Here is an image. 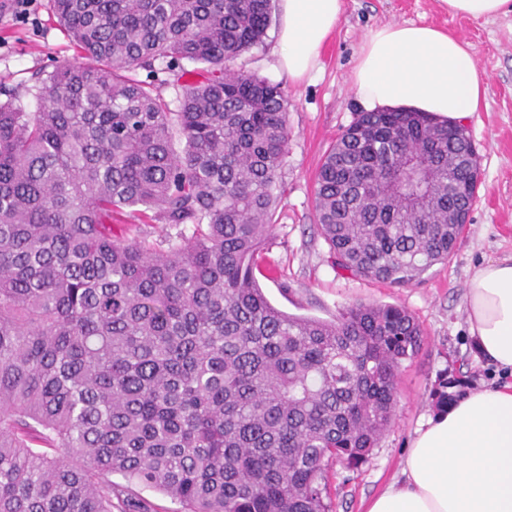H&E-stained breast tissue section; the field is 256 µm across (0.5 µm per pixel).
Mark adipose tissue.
Returning <instances> with one entry per match:
<instances>
[{"instance_id":"1","label":"adipose tissue","mask_w":512,"mask_h":512,"mask_svg":"<svg viewBox=\"0 0 512 512\" xmlns=\"http://www.w3.org/2000/svg\"><path fill=\"white\" fill-rule=\"evenodd\" d=\"M280 67L295 80L314 67L344 0H280ZM353 87L367 111L409 110L468 123L486 95L473 47L431 26L387 23L365 35ZM482 355L512 372V260L479 267L466 292ZM367 512H512V383L468 393L417 429L401 480Z\"/></svg>"}]
</instances>
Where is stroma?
I'll list each match as a JSON object with an SVG mask.
<instances>
[{
    "mask_svg": "<svg viewBox=\"0 0 512 512\" xmlns=\"http://www.w3.org/2000/svg\"><path fill=\"white\" fill-rule=\"evenodd\" d=\"M429 25L471 43L484 72L486 97L468 128L481 167V185L468 224L448 260L402 288L351 277L336 269L318 235L314 210L321 160L363 106L351 83L365 34L391 22ZM277 27L263 44L243 54L233 67L281 84L288 96V157L280 178L278 223L269 263L258 281L268 301L285 312L323 320L353 304L406 308L423 331L417 356L396 381L391 426L362 463L333 462L325 470L332 512H365L367 502L399 479L416 429L437 411L435 393L447 380L448 394L499 382L469 333L466 283L481 265L512 257V14L472 20L450 16L441 0H345L341 20L319 53L318 65L295 81L278 64ZM73 42L49 10L34 0L29 15L18 16L11 0H0V88L12 90L25 111H35L39 74L72 58ZM112 228L130 238L161 245L176 230L130 209L113 215Z\"/></svg>",
    "mask_w": 512,
    "mask_h": 512,
    "instance_id": "obj_1",
    "label": "stroma"
}]
</instances>
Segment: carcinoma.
<instances>
[{"instance_id":"1","label":"carcinoma","mask_w":512,"mask_h":512,"mask_svg":"<svg viewBox=\"0 0 512 512\" xmlns=\"http://www.w3.org/2000/svg\"><path fill=\"white\" fill-rule=\"evenodd\" d=\"M49 8L77 57L36 111L0 102V512H151L144 488L181 512H329L325 463L377 446L422 332L400 306L328 321L259 286L288 99L230 63L272 0ZM158 61L171 103L132 76ZM471 144L419 112L359 113L317 174L332 265L404 287L447 260L479 187ZM135 207L182 231L112 235Z\"/></svg>"}]
</instances>
